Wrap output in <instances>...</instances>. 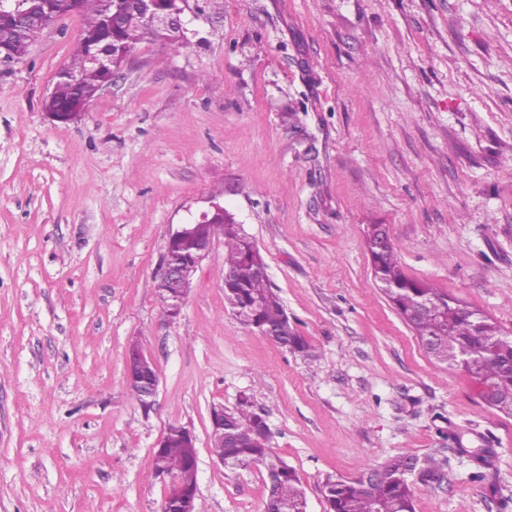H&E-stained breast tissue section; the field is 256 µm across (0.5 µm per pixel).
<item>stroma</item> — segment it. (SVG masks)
Instances as JSON below:
<instances>
[{"label": "stroma", "instance_id": "35a3bbf8", "mask_svg": "<svg viewBox=\"0 0 512 512\" xmlns=\"http://www.w3.org/2000/svg\"><path fill=\"white\" fill-rule=\"evenodd\" d=\"M81 27L63 17L0 66V512H161L152 451L174 424L197 439V512H264L262 468L210 452L211 408L244 394L308 512L326 476L426 453L446 480L416 512H512V417L429 359L365 247L386 225L407 275L512 334V0H215L53 123ZM213 197L309 354L225 309L220 242L165 316L168 233ZM134 341L160 375L148 412Z\"/></svg>", "mask_w": 512, "mask_h": 512}]
</instances>
